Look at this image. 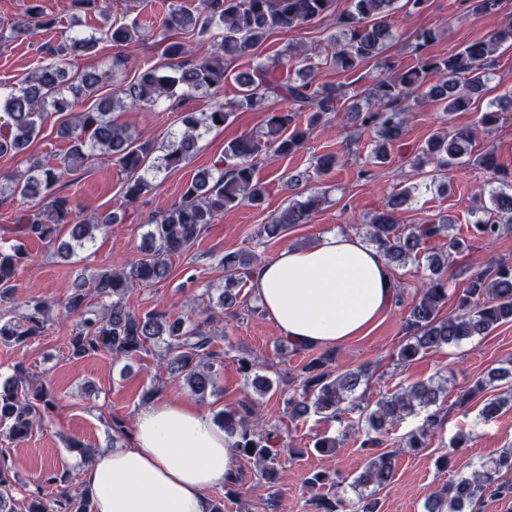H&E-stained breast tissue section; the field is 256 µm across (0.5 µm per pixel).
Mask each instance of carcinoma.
<instances>
[{"mask_svg":"<svg viewBox=\"0 0 512 512\" xmlns=\"http://www.w3.org/2000/svg\"><path fill=\"white\" fill-rule=\"evenodd\" d=\"M398 0H350V8L339 19L341 39L330 62L336 69L350 72L371 61L380 73L365 91L367 107H350L347 117L357 128L374 130L377 140L373 159L383 161L389 148L402 137L408 112L407 104L416 94L435 102L444 112L469 110L474 96L489 91L488 83L496 54L504 45L512 47V18L505 17L487 38L471 42L463 50L448 57L427 56L424 50L434 40L430 30L416 36L414 51L421 55L417 65L399 67L386 55L393 39L392 13ZM472 11L493 16L502 9V0H469ZM335 0H199L194 9L172 7L162 21L165 29H180L200 38L212 39L208 54L187 59L184 43L171 41L165 48L167 63L144 71L139 78L104 96L84 111L76 112V101L89 98L100 90L103 76L97 71H83L76 76L66 68L68 57L75 53L90 55L106 39L126 47L138 40L136 22H118L103 16L99 36L69 35L57 46L47 49L48 60L38 66L19 86L0 92V112L6 120L0 132V154H20L39 135L48 112L70 114L59 129V137L68 148L56 165L40 162L0 183V196L9 193L27 199H38L42 207L24 213L17 220V233L53 243L60 241L57 254L72 256L73 245H84L94 239V231L116 224L119 217L108 213L94 218L91 224H80L73 218V202L56 194L55 186L71 172L84 166L97 155L114 159L129 174L125 196L130 201L150 188L147 173L162 167L176 168L197 150L205 133L225 123L235 111L254 110L264 105L270 95L288 102V107L268 111L266 131L260 136L244 135L224 146V153L209 169L197 172L188 181L179 203L152 218L148 234L151 245L143 256L120 271L99 272L75 284L64 304V311L80 316L79 329L70 336L71 356L82 358L108 353L115 360L125 359L153 343L165 345L166 369L172 377L183 380L188 389L205 396L215 389V350L211 330L192 325L182 316L167 312H148L142 316L127 309L126 298L134 287L150 285L166 279L170 259L187 251L197 240L202 227L211 224L228 209L241 205L259 206L265 198V186L257 178V157L269 150L280 156L295 153L303 145L311 127L325 115L339 111L346 94L335 87L316 83L317 63L293 45L284 54L286 60L298 59L299 81L279 82L273 67L259 61L249 72L234 74L241 87L239 99L230 106L217 104L208 112L190 113L182 119L183 128L173 133L161 146L163 155L157 165L148 164L154 148L130 129L112 120L116 106L156 107L167 103L175 110L180 94L202 92L219 87L229 76V63L252 57L273 32H292L334 13ZM57 18L44 14L32 5L26 16L10 25V38L27 39L37 31L53 29ZM512 108V94L505 93L489 103L480 124L488 128L498 120L504 106ZM307 113L306 125L299 116ZM476 132L471 128L436 133L415 151L417 168L434 166V172L447 176L463 159H474L483 169L496 176L495 186L488 191L491 206L478 205L471 210L470 224L476 235L487 241L498 237L501 229L512 224V173L497 161L491 151L477 154L473 150ZM422 184L401 186L392 193L381 211L367 224L369 240L382 251L392 265L425 259L427 277L421 290L409 304L405 321L407 341L399 347L397 362L408 365L423 355L445 347L459 346L476 336H488L500 326L512 323V263H496L489 272H475L457 295L456 312L440 316L441 305L448 298V267L452 257L464 253L467 240L453 233L448 217L400 228L399 214L421 191ZM323 203L321 196L310 194L288 205L262 225L263 234L273 239L292 224L307 223ZM67 233L69 240H60ZM448 238V249L430 253L425 248L433 238ZM24 247L0 248V304L13 297L18 276L29 262ZM224 267V292L220 299L226 310L238 304L239 287L251 275L255 262L247 251L229 252L221 258ZM110 300L107 314L101 315L89 296ZM27 313L20 318L0 313V342L22 346L44 329L49 306L36 298L26 304ZM328 356L312 358L302 368L303 392L287 401L288 414L294 419L310 412L339 419L348 409L357 407L352 396L365 377V371L348 370L337 375L327 370ZM500 384L505 392L487 399L479 415L485 420L496 418L512 405V367L491 369L460 394L455 404L464 407L489 387ZM448 379L440 377L413 383L397 392L363 407L365 422L375 436L365 444H377L378 437L388 433L398 422L424 414L422 425L406 436L404 447L419 449L441 421L442 403L448 392ZM54 393L42 383H31L27 371L18 365L14 376L0 384V426L10 439L21 442L33 431L44 414L55 407ZM218 424L233 440L238 455L253 461L261 476L270 484L281 479L280 433L274 427H263L256 407L248 402L238 409L226 410ZM253 452H247V449ZM512 472V448L498 452L469 473H461L447 487L425 503V512H482L484 496L504 500L512 497V484L499 482V474ZM395 474V457L390 452L368 453L364 466L353 484L368 488L351 505L352 512H378L377 490L389 485ZM309 490L335 486L334 478L325 471H315L306 480ZM15 478L4 456H0V512H15L13 490ZM27 512H93L84 493L64 491L55 500H45L41 488L29 494Z\"/></svg>","mask_w":512,"mask_h":512,"instance_id":"cac0c4a2","label":"carcinoma"}]
</instances>
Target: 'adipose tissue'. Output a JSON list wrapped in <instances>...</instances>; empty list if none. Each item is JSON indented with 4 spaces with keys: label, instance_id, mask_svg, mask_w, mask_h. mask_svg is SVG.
I'll list each match as a JSON object with an SVG mask.
<instances>
[{
    "label": "adipose tissue",
    "instance_id": "obj_1",
    "mask_svg": "<svg viewBox=\"0 0 512 512\" xmlns=\"http://www.w3.org/2000/svg\"><path fill=\"white\" fill-rule=\"evenodd\" d=\"M252 287L281 336L299 346L368 335L397 293L382 253L336 230L283 248L260 264ZM237 458L207 413L164 397L138 412L130 443L83 466L82 489L95 512H212L211 491L236 478Z\"/></svg>",
    "mask_w": 512,
    "mask_h": 512
}]
</instances>
